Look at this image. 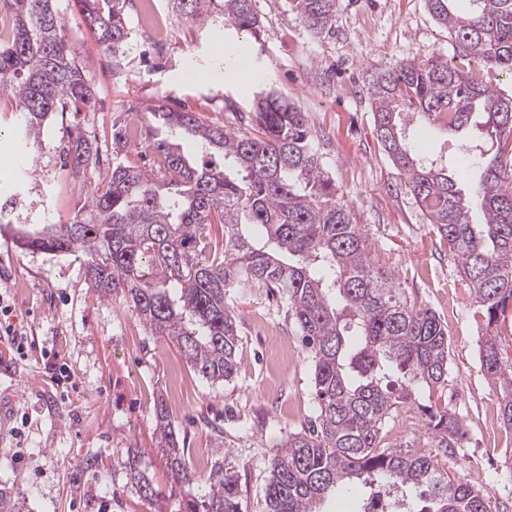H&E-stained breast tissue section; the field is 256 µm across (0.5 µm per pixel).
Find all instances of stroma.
<instances>
[{
	"label": "stroma",
	"mask_w": 512,
	"mask_h": 512,
	"mask_svg": "<svg viewBox=\"0 0 512 512\" xmlns=\"http://www.w3.org/2000/svg\"><path fill=\"white\" fill-rule=\"evenodd\" d=\"M171 31L158 55L137 33V4L128 0L133 34L120 68H113L75 0H55L71 37L72 52L94 77L99 104L92 112H58L38 142L18 153L12 134L17 103L0 95V189L25 176L19 213L31 224H64L84 200L61 151L71 125L99 146L91 184L112 171V123L128 109L167 99L207 123L246 127L258 89L244 74L214 90L208 81L179 74L186 59L209 71L216 54L241 35L222 21L185 18L174 0H159ZM262 21L250 54L272 74L274 87L305 112L314 147L344 194L357 223L368 225L406 293L436 312L451 338L449 407L467 425V440L449 461V479L464 478L491 495L494 512H512V433L501 425L498 400L480 369L478 340L485 320L461 274L409 193L405 179L383 151L373 124L367 89L380 70L426 52L454 56V42L425 7V0H338L336 21L326 32L308 29L291 0H254ZM12 227L0 224V299L8 323L28 339L25 354L0 340V404L12 402L10 431L0 440V487L19 512H185L200 495L168 476L151 419L164 398L193 470L208 472L224 460L239 479L241 512H265L263 488L271 459L288 435L314 415L312 363L279 299L264 288L240 300L241 364L227 383L211 385L195 375L172 343L151 336L121 299L105 296L86 279L73 256L23 251ZM295 356L271 362L279 337ZM73 375L59 384L60 369ZM140 451V467L157 496L138 498L123 462ZM105 457L90 469L87 457Z\"/></svg>",
	"instance_id": "obj_1"
}]
</instances>
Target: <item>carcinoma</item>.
Listing matches in <instances>:
<instances>
[{
  "mask_svg": "<svg viewBox=\"0 0 512 512\" xmlns=\"http://www.w3.org/2000/svg\"><path fill=\"white\" fill-rule=\"evenodd\" d=\"M220 17L258 38L253 0H177L186 18ZM54 0H0L11 34L0 43V94L19 103L18 131L36 143L53 113L96 104L94 83L72 53ZM85 24L112 51L113 68L130 30L128 0H76ZM312 30L331 29L336 0H292ZM458 53L451 62L418 54L379 71L368 88L378 140L448 252L486 321L479 357L512 432V358L490 328L512 308V99L497 96L471 64L512 75V0H425ZM457 133L453 159L412 142L403 111ZM198 143L200 156L171 141ZM156 157L150 170L113 162L66 224L21 231L15 244L83 258L93 287L117 295L153 336L177 345L188 367L216 384L239 366L237 300L256 288L277 294L302 336L313 366L315 418L288 435L269 468L267 512H320L331 493L360 485L378 495L405 492L404 512H492L488 492L448 479L466 425L441 402L448 386V326L396 282L394 268L355 222L327 175L304 113L280 96L258 100L246 129L207 124L160 99L112 124V151L130 141ZM63 152L76 174L97 164L99 149L79 128ZM480 169L466 195L449 172ZM222 226V237L212 226ZM428 391L429 403L419 402ZM418 410L424 439H388L386 427ZM154 433L174 481L205 486L189 512H240L239 480L217 461L199 474L164 400L153 407ZM135 451L124 462L136 494L152 500V479ZM423 502L419 510L412 498Z\"/></svg>",
  "mask_w": 512,
  "mask_h": 512,
  "instance_id": "obj_1",
  "label": "carcinoma"
}]
</instances>
